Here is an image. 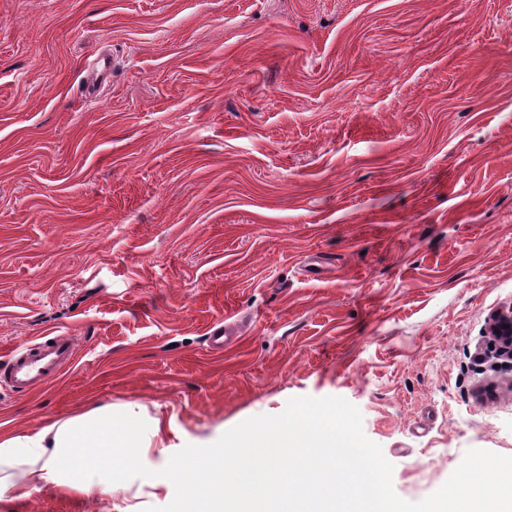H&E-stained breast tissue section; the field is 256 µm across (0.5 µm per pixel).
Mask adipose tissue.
Segmentation results:
<instances>
[{
    "mask_svg": "<svg viewBox=\"0 0 512 512\" xmlns=\"http://www.w3.org/2000/svg\"><path fill=\"white\" fill-rule=\"evenodd\" d=\"M160 432L159 420L143 419L135 406L117 413L100 405L6 437L0 440V494L35 485L61 492L111 486L119 468L142 465Z\"/></svg>",
    "mask_w": 512,
    "mask_h": 512,
    "instance_id": "ef3b65f1",
    "label": "adipose tissue"
}]
</instances>
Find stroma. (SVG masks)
I'll list each match as a JSON object with an SVG mask.
<instances>
[{"label": "stroma", "instance_id": "stroma-1", "mask_svg": "<svg viewBox=\"0 0 512 512\" xmlns=\"http://www.w3.org/2000/svg\"><path fill=\"white\" fill-rule=\"evenodd\" d=\"M510 305L512 0H0V363L78 338L43 390L0 386V436L135 404L172 455L338 396L417 502L512 456V371L481 357Z\"/></svg>", "mask_w": 512, "mask_h": 512}]
</instances>
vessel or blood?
I'll use <instances>...</instances> for the list:
<instances>
[{
    "instance_id": "1",
    "label": "vessel or blood",
    "mask_w": 512,
    "mask_h": 512,
    "mask_svg": "<svg viewBox=\"0 0 512 512\" xmlns=\"http://www.w3.org/2000/svg\"><path fill=\"white\" fill-rule=\"evenodd\" d=\"M76 353L77 340L72 336L31 344L12 355L7 366L0 370V382L23 391L43 387L74 362Z\"/></svg>"
}]
</instances>
